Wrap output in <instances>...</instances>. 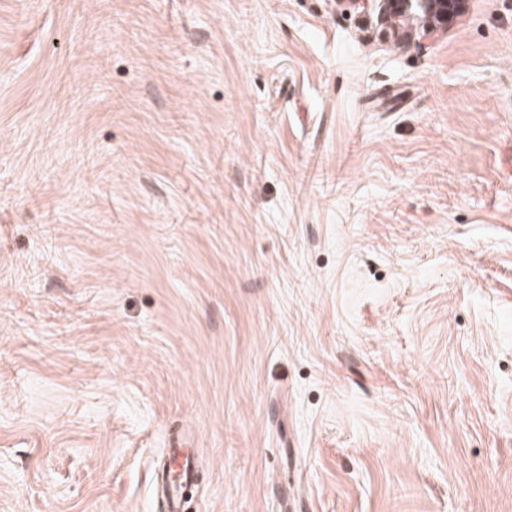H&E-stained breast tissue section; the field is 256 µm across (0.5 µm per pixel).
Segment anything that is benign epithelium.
Instances as JSON below:
<instances>
[{
  "label": "benign epithelium",
  "mask_w": 512,
  "mask_h": 512,
  "mask_svg": "<svg viewBox=\"0 0 512 512\" xmlns=\"http://www.w3.org/2000/svg\"><path fill=\"white\" fill-rule=\"evenodd\" d=\"M377 36L384 42L430 41L462 16L468 0H377Z\"/></svg>",
  "instance_id": "obj_1"
}]
</instances>
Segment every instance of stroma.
<instances>
[{
  "label": "stroma",
  "instance_id": "obj_1",
  "mask_svg": "<svg viewBox=\"0 0 512 512\" xmlns=\"http://www.w3.org/2000/svg\"><path fill=\"white\" fill-rule=\"evenodd\" d=\"M0 0V512H512V0ZM379 2L377 36L384 42L410 38L430 41L448 29V23L462 16L468 0H337L350 9L367 8ZM180 448H172L169 454V487L170 494L167 497L168 512H181L182 489L190 485L195 478L194 457L191 448H183L186 441H183Z\"/></svg>",
  "mask_w": 512,
  "mask_h": 512
}]
</instances>
